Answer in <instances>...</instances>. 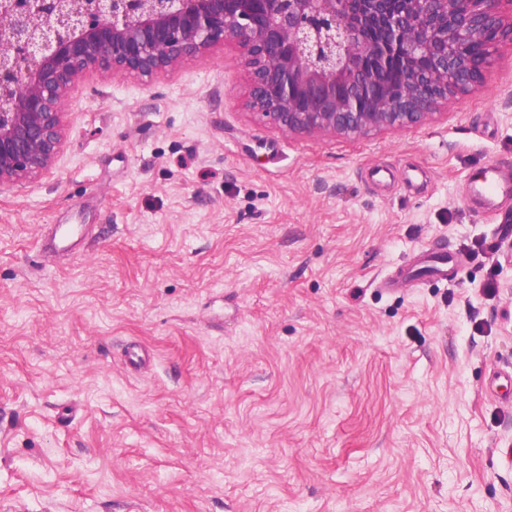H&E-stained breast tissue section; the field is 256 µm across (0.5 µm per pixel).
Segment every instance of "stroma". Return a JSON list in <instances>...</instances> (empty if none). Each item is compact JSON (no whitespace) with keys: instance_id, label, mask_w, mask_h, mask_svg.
<instances>
[{"instance_id":"stroma-1","label":"stroma","mask_w":512,"mask_h":512,"mask_svg":"<svg viewBox=\"0 0 512 512\" xmlns=\"http://www.w3.org/2000/svg\"><path fill=\"white\" fill-rule=\"evenodd\" d=\"M249 90L232 43L87 72L0 184V512H512V197L468 200L512 182V53L356 140ZM433 245L455 276L381 288Z\"/></svg>"}]
</instances>
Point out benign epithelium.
<instances>
[{"instance_id": "1", "label": "benign epithelium", "mask_w": 512, "mask_h": 512, "mask_svg": "<svg viewBox=\"0 0 512 512\" xmlns=\"http://www.w3.org/2000/svg\"><path fill=\"white\" fill-rule=\"evenodd\" d=\"M228 42L246 51L256 113L359 139L420 126L484 83L512 49V0H0V184L52 166L85 73L151 78ZM467 45L484 50L477 68Z\"/></svg>"}]
</instances>
